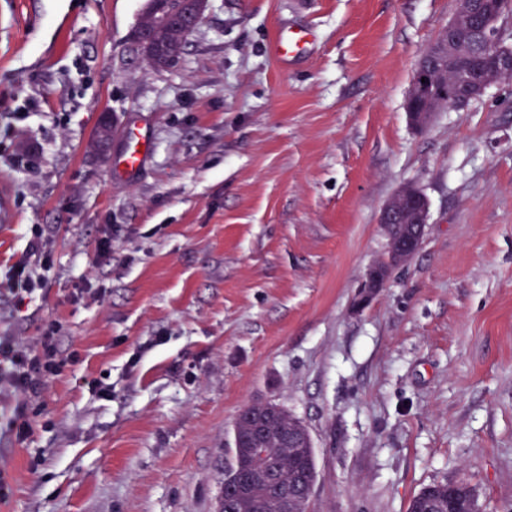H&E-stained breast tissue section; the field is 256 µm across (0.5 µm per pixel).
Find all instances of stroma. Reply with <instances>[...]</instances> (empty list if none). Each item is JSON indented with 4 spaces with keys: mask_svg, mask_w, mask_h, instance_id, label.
Segmentation results:
<instances>
[{
    "mask_svg": "<svg viewBox=\"0 0 512 512\" xmlns=\"http://www.w3.org/2000/svg\"><path fill=\"white\" fill-rule=\"evenodd\" d=\"M142 7L0 0V333L56 319L77 354L26 447L0 428V512H216L264 401L310 432L312 512H407L451 479L512 512V82L423 132L405 111L456 0H211L163 71L130 50ZM106 117L148 137L140 170L97 152ZM405 186L423 243L356 308ZM37 228L49 289L15 314ZM88 280L104 298L69 304ZM311 34L308 31H291L288 37L282 34L276 35L271 44L272 53L280 58L287 60L288 57H295L306 51L307 45L310 43ZM429 46H427L421 52L414 66L410 83V91L412 97H414L416 93L421 92L423 87L430 81L429 75L433 67V57L429 51ZM421 79H425V83H422Z\"/></svg>",
    "mask_w": 512,
    "mask_h": 512,
    "instance_id": "1",
    "label": "stroma"
}]
</instances>
